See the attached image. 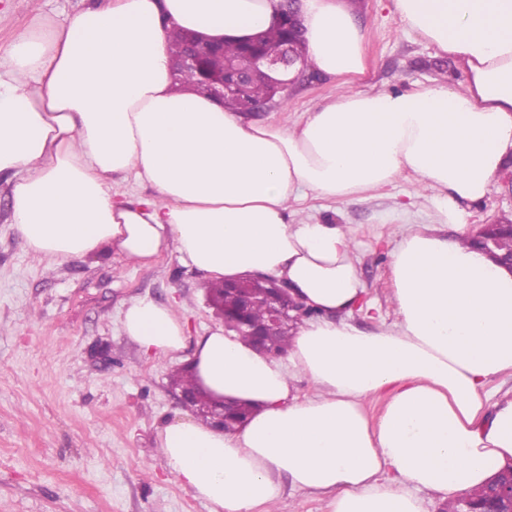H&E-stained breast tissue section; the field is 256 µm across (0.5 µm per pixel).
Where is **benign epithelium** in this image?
Returning <instances> with one entry per match:
<instances>
[{"instance_id": "7a95c632", "label": "benign epithelium", "mask_w": 512, "mask_h": 512, "mask_svg": "<svg viewBox=\"0 0 512 512\" xmlns=\"http://www.w3.org/2000/svg\"><path fill=\"white\" fill-rule=\"evenodd\" d=\"M298 2L299 0H288V7L280 10L277 23L284 26L288 36L279 47L269 49L252 38L245 41V62L233 60L225 64L223 72L210 74L205 72V60L211 54L222 50L224 43L192 33L186 39L184 52L172 60V71L202 72V93L219 103L224 102L225 95L239 94L249 84L260 80L271 83L277 90H287L289 85L307 79L304 61L292 51L294 40L302 37ZM504 236H512V224L493 221L484 225L474 238V246L490 257L493 255V246ZM264 283L265 290L257 294L252 291L247 280L225 281L224 294L233 299V304L229 307L224 306V300L210 297L212 305L224 320V327L252 337L253 345L262 352L267 351L272 335L284 322L290 319L297 322L310 316V311L290 296L284 282L268 277ZM257 306L266 309L267 321L252 320V311ZM175 398L186 406L198 407L200 413L209 418L210 424L220 430L239 413L238 406L214 400L196 388L182 390L175 394ZM459 504V512H512V467L502 470L488 482L482 501L475 502L468 497H462Z\"/></svg>"}]
</instances>
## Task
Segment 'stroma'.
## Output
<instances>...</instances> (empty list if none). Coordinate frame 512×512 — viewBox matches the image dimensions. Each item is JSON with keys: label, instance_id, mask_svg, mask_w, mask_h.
<instances>
[{"label": "stroma", "instance_id": "obj_1", "mask_svg": "<svg viewBox=\"0 0 512 512\" xmlns=\"http://www.w3.org/2000/svg\"><path fill=\"white\" fill-rule=\"evenodd\" d=\"M90 2L0 0V47L33 18L62 24ZM351 2L367 32L362 89L462 81L459 63L403 31L389 0ZM336 84L325 75L301 82L255 118L284 122L335 94ZM307 205L313 218L352 232L363 301L391 323V251L408 226L432 222V205L405 176L363 201L311 198ZM205 286L173 253L146 267L107 250L64 263L35 258L9 220L0 181V512H211L173 482L154 445L163 423L185 413L170 373L188 363L197 336L223 325ZM145 294L173 303L186 321L190 344L175 359H148L121 329L125 305ZM102 342L111 362L90 354Z\"/></svg>", "mask_w": 512, "mask_h": 512}]
</instances>
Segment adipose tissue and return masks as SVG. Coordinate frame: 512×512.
Returning <instances> with one entry per match:
<instances>
[{
	"mask_svg": "<svg viewBox=\"0 0 512 512\" xmlns=\"http://www.w3.org/2000/svg\"><path fill=\"white\" fill-rule=\"evenodd\" d=\"M391 5L464 65V89H358L366 32L343 0H302L308 60L337 85L289 125L176 91L169 69V28L241 39L271 27L280 0H99L0 55V177L31 253L63 263L108 246L147 266L173 251L213 282L275 276L315 311L282 358L221 328L197 337V386L255 408L231 433L189 415L157 433L168 472L212 512H268L288 492L323 496L328 512H429L512 461V396L484 391L512 373V271L468 245L466 224L512 156V0ZM129 174L154 197L116 199L113 176ZM405 175L436 221L394 247L397 319L367 332L350 321L365 292L351 233L297 208ZM121 326L152 359L186 343L173 305L147 295ZM379 396L373 422L364 404Z\"/></svg>",
	"mask_w": 512,
	"mask_h": 512,
	"instance_id": "adipose-tissue-1",
	"label": "adipose tissue"
}]
</instances>
